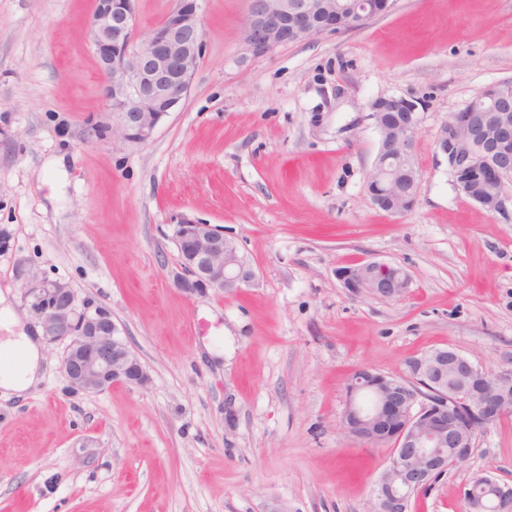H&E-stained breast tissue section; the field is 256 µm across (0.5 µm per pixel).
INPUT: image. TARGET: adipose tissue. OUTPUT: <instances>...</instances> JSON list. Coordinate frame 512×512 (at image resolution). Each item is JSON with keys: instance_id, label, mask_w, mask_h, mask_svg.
<instances>
[{"instance_id": "obj_1", "label": "adipose tissue", "mask_w": 512, "mask_h": 512, "mask_svg": "<svg viewBox=\"0 0 512 512\" xmlns=\"http://www.w3.org/2000/svg\"><path fill=\"white\" fill-rule=\"evenodd\" d=\"M20 316L0 295V328L6 335L0 347L19 354L23 366L20 370L0 369V392L23 395L35 388L41 380V342L22 328Z\"/></svg>"}]
</instances>
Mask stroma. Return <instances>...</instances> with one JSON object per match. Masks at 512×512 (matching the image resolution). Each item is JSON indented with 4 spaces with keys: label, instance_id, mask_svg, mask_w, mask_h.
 Returning <instances> with one entry per match:
<instances>
[{
    "label": "stroma",
    "instance_id": "stroma-1",
    "mask_svg": "<svg viewBox=\"0 0 512 512\" xmlns=\"http://www.w3.org/2000/svg\"><path fill=\"white\" fill-rule=\"evenodd\" d=\"M93 7L0 0V291L22 313L19 269L68 282L150 382L70 393L63 344H44L40 386L0 398V512H373L390 451L342 431L350 375L404 379L442 347L512 366V215L462 195L434 151L451 113L512 79V0H395L263 57L241 48L246 0H202L198 71L143 145L85 135L112 121ZM390 95L420 103L404 215L365 192L368 104ZM184 216L236 242L249 286L175 285ZM364 260L403 267L407 293L348 294L336 270ZM488 471L512 485V415L411 512H464L461 488Z\"/></svg>",
    "mask_w": 512,
    "mask_h": 512
}]
</instances>
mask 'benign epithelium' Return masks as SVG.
<instances>
[{
	"label": "benign epithelium",
	"instance_id": "7a95c632",
	"mask_svg": "<svg viewBox=\"0 0 512 512\" xmlns=\"http://www.w3.org/2000/svg\"><path fill=\"white\" fill-rule=\"evenodd\" d=\"M247 0L242 50L262 57L307 37L359 28L388 12L391 0ZM99 60L101 85L113 123L93 124L92 136H117L132 144L148 142L160 122L188 94L203 57L200 0H173L162 20L147 34L136 29L135 0H95L88 22ZM381 145L366 182L372 203L394 215L410 211L419 196L420 174L414 163L418 103L405 96L379 97L368 105ZM446 158L457 190L469 196L468 175L486 165L498 182L496 212L512 211V81L484 88L468 105L449 115L435 141ZM181 272L175 283L189 296L210 290L239 292L254 271L224 231L182 218L174 225ZM336 276L351 295L367 293L394 299L404 295L410 278L389 263L369 261L340 267ZM22 299L43 336L66 342L61 372L68 390L103 391L116 383L144 387L149 375L120 336L112 314L80 300L61 280L27 271ZM413 367L428 376L429 394L384 374L362 383L361 368L349 379L344 415L355 424L344 428L367 444L392 445L389 465L375 489L374 512H409L410 491L466 461L475 436L512 413V368L483 371L453 348L418 357ZM375 397L373 411L358 404L361 390Z\"/></svg>",
	"mask_w": 512,
	"mask_h": 512
}]
</instances>
